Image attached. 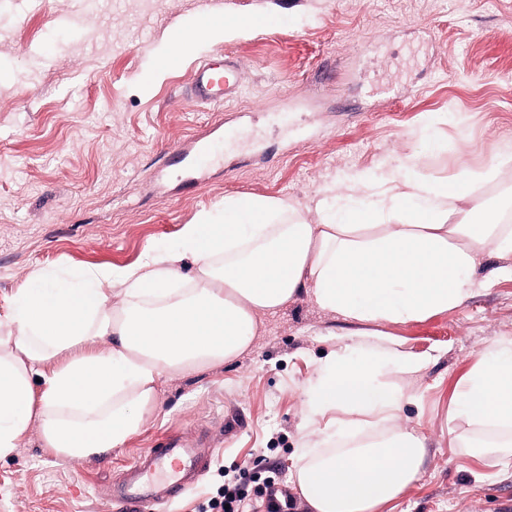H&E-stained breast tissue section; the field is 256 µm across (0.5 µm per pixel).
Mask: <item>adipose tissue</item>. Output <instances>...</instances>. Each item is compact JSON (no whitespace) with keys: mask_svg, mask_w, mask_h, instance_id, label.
Listing matches in <instances>:
<instances>
[{"mask_svg":"<svg viewBox=\"0 0 512 512\" xmlns=\"http://www.w3.org/2000/svg\"><path fill=\"white\" fill-rule=\"evenodd\" d=\"M509 165L503 154L438 181L410 158L354 172L323 190L314 222L287 199L229 197L223 219L201 215L177 245L134 265L71 280L36 273L0 319V459L33 426L44 447L69 457L124 447L158 411L164 377L236 360L263 316L302 292L366 323L461 307L481 286L483 255L512 254V225L485 194ZM422 367L367 340L321 367L305 389L311 413L372 420L356 444L303 452L293 484L306 512H382L418 479L427 437L395 424L404 394L382 379ZM449 416L479 431L465 453L512 458V338L476 356Z\"/></svg>","mask_w":512,"mask_h":512,"instance_id":"ef3b65f1","label":"adipose tissue"}]
</instances>
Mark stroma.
Segmentation results:
<instances>
[{
    "instance_id": "stroma-1",
    "label": "stroma",
    "mask_w": 512,
    "mask_h": 512,
    "mask_svg": "<svg viewBox=\"0 0 512 512\" xmlns=\"http://www.w3.org/2000/svg\"><path fill=\"white\" fill-rule=\"evenodd\" d=\"M210 7L246 24L181 50L165 38ZM228 54L239 96L187 98L195 66ZM221 163L193 189L159 159L215 126ZM512 151V0H0V315L34 271L124 268L177 244L231 196L313 205L345 173L415 157L445 179ZM482 288L460 308L380 323L423 370L397 415L420 425L418 480L384 512H505L512 465L450 447L445 414L474 355L512 337V255L488 252ZM310 295L263 319L233 362L165 379L158 412L125 447L71 458L30 429L0 460V512H120L107 488L172 430L208 434L199 484L142 512H205L228 482L267 512L264 482L290 493L304 447L331 431L304 388L359 330Z\"/></svg>"
}]
</instances>
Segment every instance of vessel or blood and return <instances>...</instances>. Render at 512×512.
<instances>
[{"mask_svg":"<svg viewBox=\"0 0 512 512\" xmlns=\"http://www.w3.org/2000/svg\"><path fill=\"white\" fill-rule=\"evenodd\" d=\"M239 74V64L233 57H225L219 64L203 61L194 70L190 97L210 104L233 100L240 92ZM209 150V143L194 139L175 149L167 162L183 166L185 185L190 188L197 182L194 160ZM205 469L206 462L195 448L173 438L165 447L141 453L127 464L121 480L110 487L108 495L121 503L125 512H141L147 502L173 500L185 488L198 482Z\"/></svg>","mask_w":512,"mask_h":512,"instance_id":"obj_1","label":"vessel or blood"}]
</instances>
